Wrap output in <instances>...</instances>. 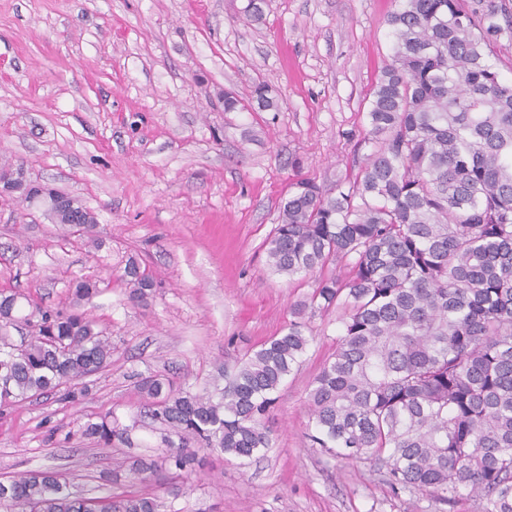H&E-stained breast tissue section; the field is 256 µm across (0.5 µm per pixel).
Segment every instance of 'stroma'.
Returning <instances> with one entry per match:
<instances>
[{
  "label": "stroma",
  "mask_w": 512,
  "mask_h": 512,
  "mask_svg": "<svg viewBox=\"0 0 512 512\" xmlns=\"http://www.w3.org/2000/svg\"><path fill=\"white\" fill-rule=\"evenodd\" d=\"M0 0V169L78 198L95 216L64 234L43 202L0 194V290L68 309L74 282L111 283L85 304L112 334V362L76 403L42 396L0 415V475L55 470L96 493L115 462L154 455L137 427L105 446L83 435L114 413L131 422L135 385L159 373L184 388L221 380L279 335L313 276L273 273L264 242L297 179H354L367 148L373 88L391 54L395 0ZM264 83L276 109H224ZM156 274L145 304L120 274L128 258ZM273 405L268 451L248 464L206 448L176 512H481L395 491L367 460L312 447L313 378L336 348L335 314Z\"/></svg>",
  "instance_id": "35a3bbf8"
}]
</instances>
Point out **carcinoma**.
<instances>
[{
	"label": "carcinoma",
	"mask_w": 512,
	"mask_h": 512,
	"mask_svg": "<svg viewBox=\"0 0 512 512\" xmlns=\"http://www.w3.org/2000/svg\"><path fill=\"white\" fill-rule=\"evenodd\" d=\"M388 25L392 54L373 88L360 172L328 189L295 182L266 239L271 271L316 274L315 288L224 388L142 378V407L168 451L116 463L112 480L124 467L140 482L167 472L175 499L196 462L190 444L240 460L270 447L265 417L312 340L307 317L339 309L336 350L308 393L312 447L371 459L398 490L442 502L466 493L482 512H512V83L491 50L512 32V6L397 0ZM251 99L274 107L263 83ZM48 197L55 223H96L79 200ZM331 265L339 271L323 274ZM121 280L136 303L157 288L134 258ZM98 292L95 281L76 282L71 311L0 293V408L88 391L83 379L112 358V338L78 310ZM20 323L29 335L17 345L10 331ZM136 427L108 414L84 434L108 446ZM167 509L176 512L150 493L77 495L52 470L0 479V512Z\"/></svg>",
	"instance_id": "cac0c4a2"
}]
</instances>
